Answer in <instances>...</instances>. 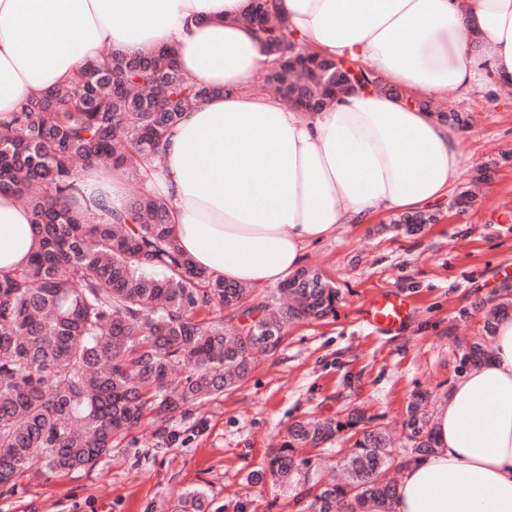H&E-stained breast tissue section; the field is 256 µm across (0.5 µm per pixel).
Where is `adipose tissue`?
<instances>
[{"instance_id":"obj_1","label":"adipose tissue","mask_w":512,"mask_h":512,"mask_svg":"<svg viewBox=\"0 0 512 512\" xmlns=\"http://www.w3.org/2000/svg\"><path fill=\"white\" fill-rule=\"evenodd\" d=\"M319 54L399 89L341 94L303 112L250 87L269 64L244 0H0V120L69 81L103 46L167 45L212 93L173 130L148 189L171 201L178 245L201 271L252 287L293 274L342 224L446 197L467 156L461 129L407 103L487 75L512 84V0H277ZM38 247L27 209L0 194V271ZM495 352L459 375L431 426L433 453L406 465L394 512H512V316Z\"/></svg>"}]
</instances>
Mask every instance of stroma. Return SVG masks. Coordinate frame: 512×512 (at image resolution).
<instances>
[{
    "label": "stroma",
    "mask_w": 512,
    "mask_h": 512,
    "mask_svg": "<svg viewBox=\"0 0 512 512\" xmlns=\"http://www.w3.org/2000/svg\"><path fill=\"white\" fill-rule=\"evenodd\" d=\"M443 103L473 123L467 167L432 205L434 223L414 235L391 229L384 215L340 225L304 261L338 289L333 314L290 325L275 353L256 355L239 387L171 420L166 444L146 420L94 469L27 474L14 489L0 488V512H174L194 490L204 494V512H311L316 481L340 459L345 438L307 450L309 481L249 479L289 423L360 407L403 447L412 395L447 396L466 341L482 332L480 303L512 285V85L491 75L468 92L449 89ZM464 191L476 199L461 207ZM382 293L410 304L399 331L363 320L366 301Z\"/></svg>",
    "instance_id": "35a3bbf8"
}]
</instances>
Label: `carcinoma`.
<instances>
[{
  "instance_id": "obj_1",
  "label": "carcinoma",
  "mask_w": 512,
  "mask_h": 512,
  "mask_svg": "<svg viewBox=\"0 0 512 512\" xmlns=\"http://www.w3.org/2000/svg\"><path fill=\"white\" fill-rule=\"evenodd\" d=\"M239 20L256 26L273 57L264 81L274 95L319 112L345 91L342 64L300 43L271 0H245ZM211 90L190 80L172 48L141 54L113 50L72 80L27 98L0 121V193L28 210L40 250L21 268L0 273V487L29 470L94 468L115 439L153 417L166 433L173 414L238 385L256 352L281 343L288 323L332 314L338 291L300 268L280 290L291 304L277 315L252 290L193 267L168 221L169 201L148 190L112 210L74 181L78 165L102 164L144 182L140 165L161 167L167 140L185 113ZM434 216L394 213L395 230L414 234ZM512 311V287L485 313V336ZM484 336L462 364L484 356ZM418 393L407 409L410 448L397 453L385 431L365 428L343 466L348 478L316 495L318 512H393L390 471L433 449L431 420ZM372 418L291 423L281 448L251 477L287 483L308 461L290 454L319 448L340 430ZM203 492L178 499V512H203Z\"/></svg>"
}]
</instances>
